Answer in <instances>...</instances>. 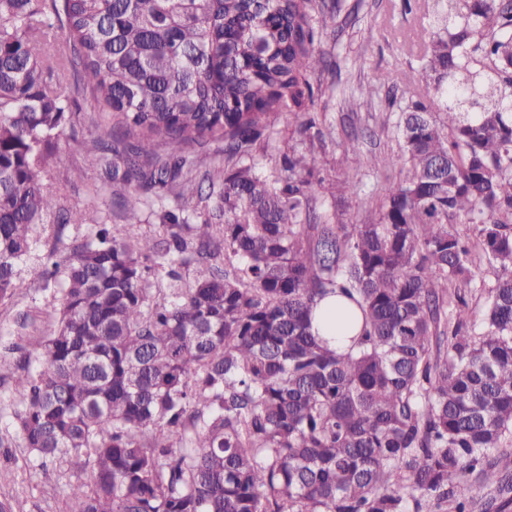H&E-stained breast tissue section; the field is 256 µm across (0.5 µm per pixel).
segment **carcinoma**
Here are the masks:
<instances>
[{
  "label": "carcinoma",
  "mask_w": 512,
  "mask_h": 512,
  "mask_svg": "<svg viewBox=\"0 0 512 512\" xmlns=\"http://www.w3.org/2000/svg\"><path fill=\"white\" fill-rule=\"evenodd\" d=\"M314 2L0 0V300L37 226L85 222L44 186L78 120L69 76L103 119L89 166L136 186L128 225L173 195L159 242L104 226L35 269L58 319L39 348L13 342L12 417L37 458L83 460L76 512H468L474 474L504 498L484 512L512 501L488 461L512 438V0H434L426 98L397 123L407 173L350 225L311 215L317 113L274 178L253 156L314 96L339 9ZM210 141L204 197L185 148ZM480 276L473 322L448 286ZM335 295L362 318L346 352L312 332Z\"/></svg>",
  "instance_id": "cac0c4a2"
}]
</instances>
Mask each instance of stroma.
<instances>
[{"label":"stroma","mask_w":512,"mask_h":512,"mask_svg":"<svg viewBox=\"0 0 512 512\" xmlns=\"http://www.w3.org/2000/svg\"><path fill=\"white\" fill-rule=\"evenodd\" d=\"M429 17L424 9L405 11L403 0H343L338 26L323 38L328 68L310 76L314 91L313 111L325 116V149L315 154L314 166L326 182H334L347 169L343 157L346 145H355L364 156H391L399 153L396 121L406 108L399 88L419 86L422 71L421 45L427 40ZM387 74L389 86L380 89L371 106L354 112L352 98L378 74ZM97 113L81 109L74 129L66 131L47 160L46 186L67 206L87 208L84 224H69L61 236L38 232L30 257L18 268L21 282L14 294L0 300V362L13 364L10 346L18 328H25L30 344H37L54 327L56 314L52 290L43 288L33 269L47 255L62 258L77 240L93 236L102 225L113 234L125 233V221L116 200L123 186L113 184L95 171L84 180H72V173L85 165L86 151L100 131ZM395 163L375 170L361 167L352 196L339 200L317 195L316 212L334 210L346 224L374 220L379 201L401 176ZM79 461L65 465H42L27 448L13 445L0 448V500H10L14 512H69V486L85 479Z\"/></svg>","instance_id":"1"}]
</instances>
